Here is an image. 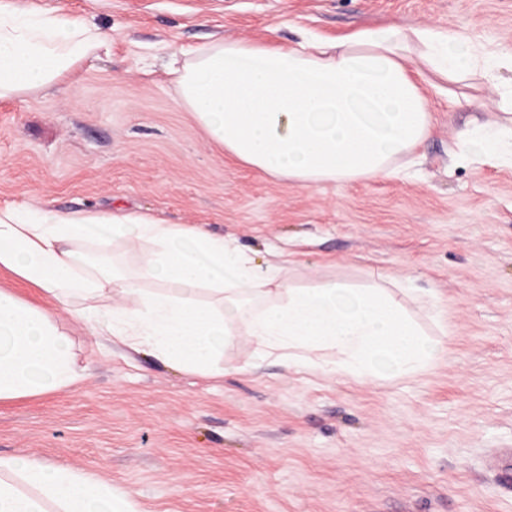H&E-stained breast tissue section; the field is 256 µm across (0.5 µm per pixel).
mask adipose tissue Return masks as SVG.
<instances>
[{
  "label": "adipose tissue",
  "mask_w": 512,
  "mask_h": 512,
  "mask_svg": "<svg viewBox=\"0 0 512 512\" xmlns=\"http://www.w3.org/2000/svg\"><path fill=\"white\" fill-rule=\"evenodd\" d=\"M437 36L400 26L364 29L332 42L284 45L220 41L180 48L166 69L181 104L240 163L303 184L400 175L399 158L427 137L432 116L421 77H491L487 56L465 42L435 49ZM105 44L83 16L38 13L0 0V101L71 84ZM467 159L512 163V124L462 133ZM147 246L119 266L116 244ZM288 258L262 265L194 224L144 213L62 211L44 203L0 206V270L90 320L93 332L179 369L211 375L219 337L246 330L254 364L293 367L311 349H336L329 374L364 381L385 355L412 375L444 350L424 337L383 288L342 281L294 287ZM160 280L157 288L148 287ZM209 290L213 301L197 297ZM86 376L51 316L0 288V400L70 388ZM0 512H139L130 492L37 457H0Z\"/></svg>",
  "instance_id": "obj_1"
}]
</instances>
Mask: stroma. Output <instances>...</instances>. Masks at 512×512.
<instances>
[{
	"label": "stroma",
	"instance_id": "stroma-1",
	"mask_svg": "<svg viewBox=\"0 0 512 512\" xmlns=\"http://www.w3.org/2000/svg\"><path fill=\"white\" fill-rule=\"evenodd\" d=\"M84 15L112 42L76 83L0 101V203L141 211L203 224L287 279L391 289L447 351L412 376L363 382L275 360L230 336L206 378L121 344L10 273L88 376L0 401V455L36 456L131 492L140 512H512L489 463L512 448V167L462 160V131L504 122L495 81L426 89L410 175L303 185L227 155L165 69L217 39H334L395 24L512 57V0H27Z\"/></svg>",
	"mask_w": 512,
	"mask_h": 512
}]
</instances>
